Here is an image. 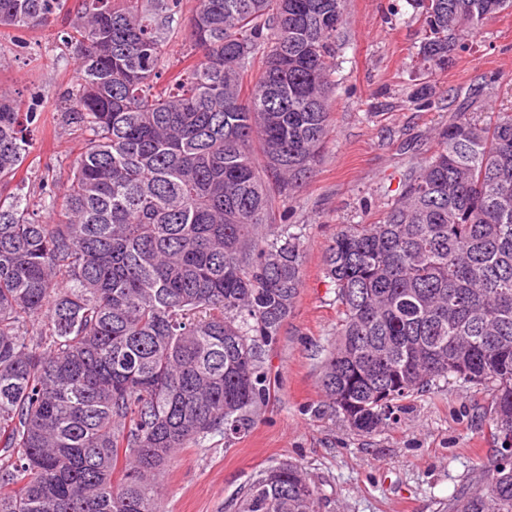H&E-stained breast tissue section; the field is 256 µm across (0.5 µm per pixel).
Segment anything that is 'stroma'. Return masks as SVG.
I'll return each instance as SVG.
<instances>
[{
	"label": "stroma",
	"instance_id": "35a3bbf8",
	"mask_svg": "<svg viewBox=\"0 0 512 512\" xmlns=\"http://www.w3.org/2000/svg\"><path fill=\"white\" fill-rule=\"evenodd\" d=\"M345 14L333 44L322 160L279 204L302 229L303 282L268 356L274 391L247 436L228 443L211 435L174 455L163 472L162 512H234L254 474L285 460L310 474L323 512H440L472 489L501 446L490 390L439 382L365 436L328 408L319 374L338 325L336 295L323 274L328 244L343 225L379 219L404 171L433 153L434 128L459 108L512 112V11L487 22L445 69L433 71L418 54L422 20L408 0H346ZM69 21L64 12L54 31L21 37L0 28V87L16 90L22 111L39 115L14 177L33 191L64 180L82 147L81 131L59 107L77 77L60 37Z\"/></svg>",
	"mask_w": 512,
	"mask_h": 512
}]
</instances>
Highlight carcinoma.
Returning <instances> with one entry per match:
<instances>
[{
	"label": "carcinoma",
	"instance_id": "obj_1",
	"mask_svg": "<svg viewBox=\"0 0 512 512\" xmlns=\"http://www.w3.org/2000/svg\"><path fill=\"white\" fill-rule=\"evenodd\" d=\"M66 2L0 0V27L50 30ZM412 2L434 69L512 9ZM344 15L345 0H195L186 18L182 0H76L60 108L82 150L61 194L0 200V512H160L179 449L251 431L302 285L301 233L275 223L277 201L320 160ZM182 26L196 60L174 72ZM38 118L0 88V182ZM434 139L382 220L343 225L324 255L339 323L319 383L359 435L450 378L491 389L512 434V112L461 110ZM320 504L284 461L235 512ZM446 512H512V448Z\"/></svg>",
	"mask_w": 512,
	"mask_h": 512
}]
</instances>
